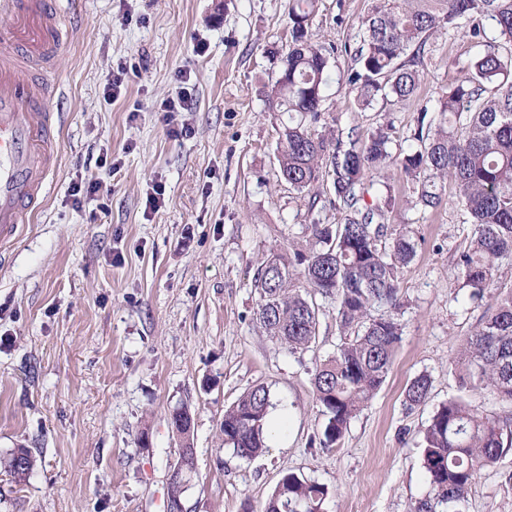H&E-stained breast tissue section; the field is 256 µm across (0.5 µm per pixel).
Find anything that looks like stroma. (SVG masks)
I'll use <instances>...</instances> for the list:
<instances>
[{"label": "stroma", "instance_id": "obj_1", "mask_svg": "<svg viewBox=\"0 0 512 512\" xmlns=\"http://www.w3.org/2000/svg\"><path fill=\"white\" fill-rule=\"evenodd\" d=\"M56 5L69 27L48 67L57 167L44 207L0 260V458L24 446L37 463L19 485L0 471V512H166L180 452L169 415L180 406L194 418L187 512H263L286 469L329 487L324 512H410L429 490L421 441L436 407L462 396L484 414L506 410L487 391H462L456 369L483 316L452 279L468 215L410 208L413 185L396 179L387 222L417 241L400 280L404 334L339 446L320 447L312 377L340 342L335 305L320 300L316 340L295 353L256 319L254 277L269 253L308 250L312 218L344 221L330 206L308 210L278 176L288 115L267 111L257 89L277 77L287 0ZM371 8L319 0L309 36L336 48L339 70L353 66ZM476 52L463 31L433 36L417 97L365 109L334 79L325 104L342 128L364 137L386 126L403 141ZM183 88L192 105L166 123L161 105ZM91 179L99 193L71 196L72 183ZM421 374L429 399L411 409L405 389ZM258 384L286 424L244 459L225 447L221 424ZM469 512H512V452L480 472Z\"/></svg>", "mask_w": 512, "mask_h": 512}]
</instances>
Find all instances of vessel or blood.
<instances>
[{
	"label": "vessel or blood",
	"mask_w": 512,
	"mask_h": 512,
	"mask_svg": "<svg viewBox=\"0 0 512 512\" xmlns=\"http://www.w3.org/2000/svg\"><path fill=\"white\" fill-rule=\"evenodd\" d=\"M16 16L0 36V252L40 207L55 170L56 117L45 83L32 70L64 45L53 0H0Z\"/></svg>",
	"instance_id": "b4317fda"
}]
</instances>
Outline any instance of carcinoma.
Returning a JSON list of instances; mask_svg holds the SVG:
<instances>
[{
    "mask_svg": "<svg viewBox=\"0 0 512 512\" xmlns=\"http://www.w3.org/2000/svg\"><path fill=\"white\" fill-rule=\"evenodd\" d=\"M317 0H288V41L278 52L276 81L260 90L267 110L288 113L279 138V177L299 193L329 184L332 207L343 224L307 225L314 248L291 256L271 253L258 269L257 320L288 351L309 348L318 331L315 296L335 302L342 343L316 368V403L326 417L320 445L333 448L351 420L382 386L403 335L398 318L399 273L415 253L410 231L393 235L384 224L395 205L393 180L416 184L415 205L435 210L447 201L473 224L470 244L455 259V280L468 303L486 305L479 327L463 343L460 380L488 389L512 405V291L485 303L493 263L512 260V0H375L363 22L357 67L340 75L357 102L417 96L428 40L449 29L466 34L483 50L462 70L434 107L420 109L412 144L393 142L388 129L361 138L337 128L325 114L324 89L331 79L330 52L311 42L309 25ZM490 23L504 49L486 44ZM371 202L360 206L364 196ZM303 279L313 293H303ZM429 378L407 386L405 402L424 403ZM270 391L257 385L224 411V444L250 459L266 448ZM181 439L180 475L169 481L167 501L183 503L186 475L194 468L193 417L186 407L170 414ZM512 451V415L488 416L463 398L434 411L424 430L421 461L430 491L412 512H466L479 472ZM35 459L19 448L0 460L15 483L26 480ZM328 488L293 472L281 474L265 512H322Z\"/></svg>",
    "mask_w": 512,
    "mask_h": 512,
    "instance_id": "obj_1",
    "label": "carcinoma"
}]
</instances>
